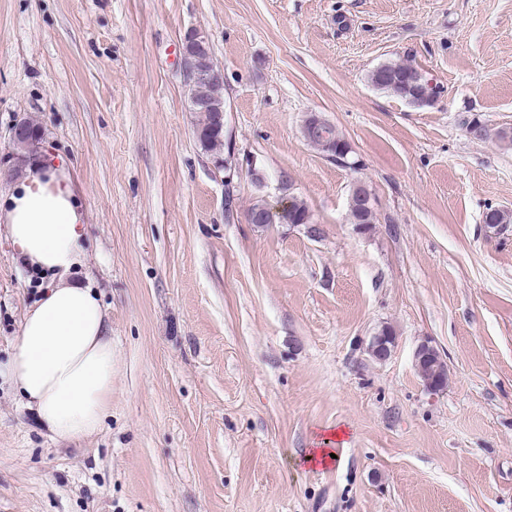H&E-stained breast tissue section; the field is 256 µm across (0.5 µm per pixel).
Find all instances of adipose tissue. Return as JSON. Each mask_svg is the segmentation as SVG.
Segmentation results:
<instances>
[{"instance_id": "adipose-tissue-1", "label": "adipose tissue", "mask_w": 512, "mask_h": 512, "mask_svg": "<svg viewBox=\"0 0 512 512\" xmlns=\"http://www.w3.org/2000/svg\"><path fill=\"white\" fill-rule=\"evenodd\" d=\"M23 264L50 284L26 312L8 375L51 437L96 433L112 396V338L93 288L71 275L82 263L86 214L64 160L44 152L0 194Z\"/></svg>"}]
</instances>
